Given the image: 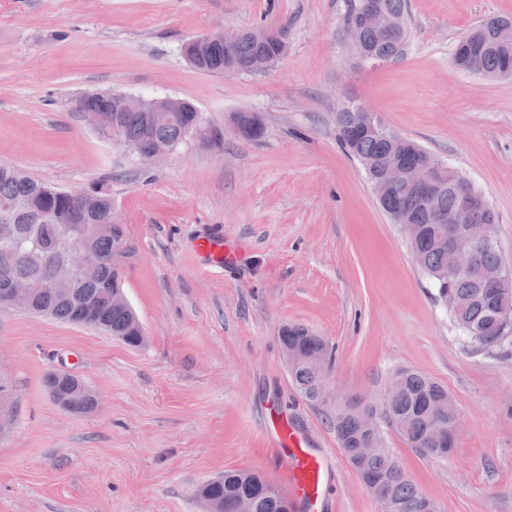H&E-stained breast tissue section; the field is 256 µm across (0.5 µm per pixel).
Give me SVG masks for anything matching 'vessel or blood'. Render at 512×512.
<instances>
[{
  "instance_id": "b4317fda",
  "label": "vessel or blood",
  "mask_w": 512,
  "mask_h": 512,
  "mask_svg": "<svg viewBox=\"0 0 512 512\" xmlns=\"http://www.w3.org/2000/svg\"><path fill=\"white\" fill-rule=\"evenodd\" d=\"M268 435L276 446H289L288 491L301 512H314L323 496L326 480L321 459L308 448L305 440L282 423L269 422Z\"/></svg>"
}]
</instances>
